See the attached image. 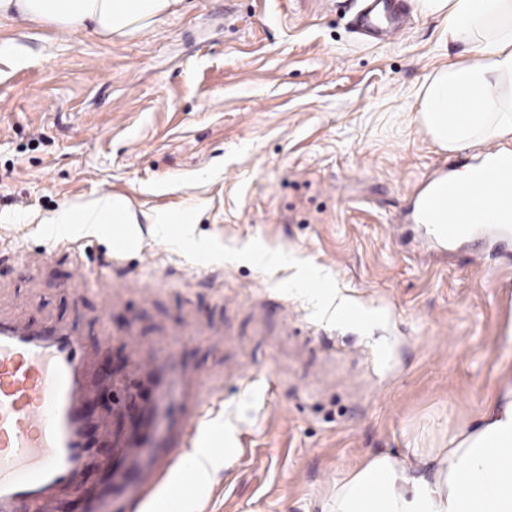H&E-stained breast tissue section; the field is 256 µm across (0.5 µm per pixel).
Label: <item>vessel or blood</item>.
<instances>
[{
	"mask_svg": "<svg viewBox=\"0 0 512 512\" xmlns=\"http://www.w3.org/2000/svg\"><path fill=\"white\" fill-rule=\"evenodd\" d=\"M441 214L430 225L440 241L476 232L482 219L512 212V185L493 183L482 193L465 197L446 186L429 200ZM81 347L76 337L61 330L48 335L0 318V512H53L56 494L76 484L90 454L83 409ZM192 406L180 420L157 427L147 419L141 447L160 448L171 459L181 458L188 437L196 430L195 409L208 396L193 391ZM155 477L152 468L136 477L119 476L111 492L93 500L90 512H109L110 494L142 497Z\"/></svg>",
	"mask_w": 512,
	"mask_h": 512,
	"instance_id": "b4317fda",
	"label": "vessel or blood"
}]
</instances>
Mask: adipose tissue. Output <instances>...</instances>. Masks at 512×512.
<instances>
[{
	"label": "adipose tissue",
	"instance_id": "obj_1",
	"mask_svg": "<svg viewBox=\"0 0 512 512\" xmlns=\"http://www.w3.org/2000/svg\"><path fill=\"white\" fill-rule=\"evenodd\" d=\"M183 0H0V18H17L77 33L94 29L128 38ZM421 12L440 16L452 42L469 46L464 66L434 69L417 92L416 119L442 150L512 137V0H417ZM512 180V154L450 176L460 194L480 192L491 178ZM130 209L103 194L82 208H62L47 236L97 232L119 224L133 240ZM322 512H512V379L505 380L473 428L444 448L412 454H377L338 481Z\"/></svg>",
	"mask_w": 512,
	"mask_h": 512
}]
</instances>
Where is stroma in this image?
<instances>
[{"mask_svg": "<svg viewBox=\"0 0 512 512\" xmlns=\"http://www.w3.org/2000/svg\"><path fill=\"white\" fill-rule=\"evenodd\" d=\"M360 2L185 0L115 40L0 18L17 56L0 64V316L69 329L87 413L110 417L55 512L101 487L142 418L137 395L113 413L103 383L145 365L200 375L213 401L190 444L215 431L234 449L183 512H320L370 456L447 446L512 373V240L416 244L422 191L486 152L439 149L416 94L473 55L416 0L399 37L365 40ZM105 191L139 245L43 235ZM161 215L216 252L158 230ZM261 249L283 263H250ZM313 288L360 319L319 314Z\"/></svg>", "mask_w": 512, "mask_h": 512, "instance_id": "35a3bbf8", "label": "stroma"}]
</instances>
